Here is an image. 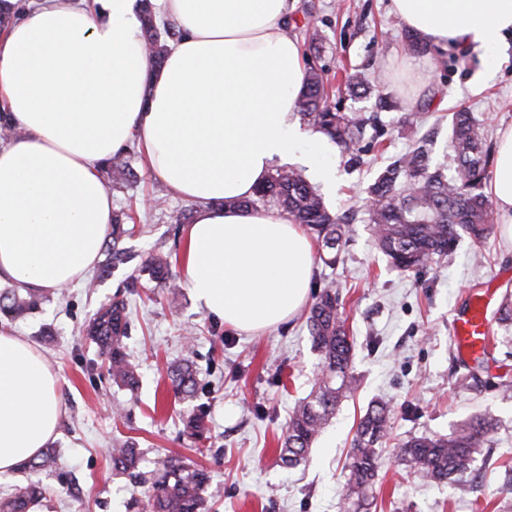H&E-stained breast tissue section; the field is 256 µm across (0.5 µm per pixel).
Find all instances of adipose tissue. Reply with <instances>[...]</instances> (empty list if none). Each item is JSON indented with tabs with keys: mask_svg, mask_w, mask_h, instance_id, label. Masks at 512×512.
Here are the masks:
<instances>
[{
	"mask_svg": "<svg viewBox=\"0 0 512 512\" xmlns=\"http://www.w3.org/2000/svg\"><path fill=\"white\" fill-rule=\"evenodd\" d=\"M28 0L0 30V284L81 283L112 222L101 171L128 145L170 194L195 205L180 273L207 314L254 335L310 299L315 247L273 208H241L322 134L303 125L296 0H152L181 31L162 66L145 52L137 0ZM434 49L486 50L512 32V0H389ZM490 192L512 243V125L499 129ZM61 416L59 377L0 319V474L35 457Z\"/></svg>",
	"mask_w": 512,
	"mask_h": 512,
	"instance_id": "1",
	"label": "adipose tissue"
}]
</instances>
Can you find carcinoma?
<instances>
[{
  "instance_id": "cac0c4a2",
  "label": "carcinoma",
  "mask_w": 512,
  "mask_h": 512,
  "mask_svg": "<svg viewBox=\"0 0 512 512\" xmlns=\"http://www.w3.org/2000/svg\"><path fill=\"white\" fill-rule=\"evenodd\" d=\"M144 45L154 64L163 62L169 42L180 38L173 26L159 27L150 7L140 16ZM296 109L301 120L323 132L349 155V162H361L358 147L369 119L337 110L330 101L322 72L311 67L305 72L304 89ZM451 142L455 173L431 163L429 148L419 142L411 151L383 167L368 187L369 220L379 249L392 265L402 271H418L446 256L458 239L466 235L480 243L491 223V203L483 188L487 179L488 154L481 124L467 108L451 115ZM272 204L288 218L316 235L324 263H336L347 225L333 215L323 197L292 168H277L261 184L255 197L237 202L239 207ZM119 214L112 215V259L121 257L120 239L127 233ZM171 255L157 252L145 262L152 279L165 288L176 284L170 274ZM40 298L15 290L0 292V313L14 318L38 309ZM126 302L117 297L102 307L88 325V335L109 361L112 381L132 391L140 379L129 362L124 338L128 333ZM314 351L320 357L315 390L292 411L279 459L285 466L304 460L330 415L352 389V343L346 320L339 313L336 284L323 285L308 317ZM176 394L192 397L197 390V371L186 362L171 369ZM184 433L202 440L206 430L203 415L192 410L183 415ZM388 428V408L381 401L372 404L361 417L349 456L348 489L344 512H369L375 499L378 468L376 444ZM493 431L492 419L476 415L446 436L415 437L399 449L397 461L419 477L448 484L466 475L475 457L482 453ZM112 469L127 476L133 486L144 487L148 512H206L204 494L211 477L177 457L154 461L142 471V454L132 442H120L109 453ZM59 454L46 448L21 468L37 474L56 466ZM45 486L34 477L17 494L0 498V512H30L44 497Z\"/></svg>"
}]
</instances>
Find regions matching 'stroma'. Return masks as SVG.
<instances>
[{
  "instance_id": "35a3bbf8",
  "label": "stroma",
  "mask_w": 512,
  "mask_h": 512,
  "mask_svg": "<svg viewBox=\"0 0 512 512\" xmlns=\"http://www.w3.org/2000/svg\"><path fill=\"white\" fill-rule=\"evenodd\" d=\"M292 33H315L304 61L323 67L340 111L369 117L360 141L363 162L331 141L306 143L295 170L313 182L329 209L351 219L336 267L316 263L311 295L335 281L340 311L355 341L356 390L337 407L313 444L308 459L283 466L279 444L294 405L311 391L319 357L311 348L306 315L255 336L226 328L197 305L187 286L158 287L144 269L153 253L181 255L182 215L194 204L172 197L164 183L129 150L131 176L104 170L112 208L127 229L122 246L129 262L110 271L94 267L93 289L76 286L45 293L39 311L13 320L60 377L62 413L50 447L59 449L57 469L43 474L49 492L34 512H142L141 488L115 473L108 450L116 439L134 440L146 461L174 456L206 469L220 489L208 512H340L347 456L357 423L368 406L386 402L390 428L377 446L375 512H512V486H503L502 465H512V323L497 320L496 307L512 294V246L491 224L481 250L469 240L437 263L403 273L376 247L366 209V190L378 171L408 152L422 137L430 141L433 164L450 165L449 119L464 107L475 114L495 144L497 131L512 124V36L486 51L449 49L439 66L408 71L407 32L388 9V0H297ZM358 74L369 91L337 93L342 72ZM388 96L393 110L378 107ZM429 109L412 126L406 113ZM332 170L334 186L313 170ZM494 292L489 331L495 338L483 360L458 357L453 319L474 291ZM128 302L127 353L139 371L140 387L113 384L108 363L86 339L83 328L99 306L114 296ZM198 371L195 398L175 396L169 371L185 358ZM203 408L209 432L191 442L182 434L184 410ZM476 413L490 415L496 428L471 471L459 482H424L398 465L396 454L412 436H442Z\"/></svg>"
}]
</instances>
